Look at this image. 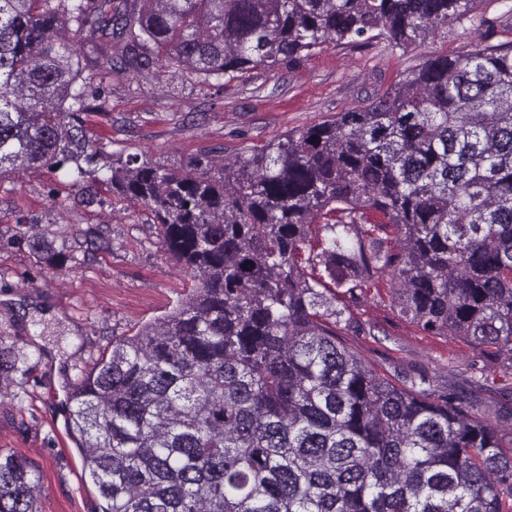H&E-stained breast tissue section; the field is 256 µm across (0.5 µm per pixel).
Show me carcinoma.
Returning a JSON list of instances; mask_svg holds the SVG:
<instances>
[{"label":"carcinoma","instance_id":"cac0c4a2","mask_svg":"<svg viewBox=\"0 0 512 512\" xmlns=\"http://www.w3.org/2000/svg\"><path fill=\"white\" fill-rule=\"evenodd\" d=\"M470 2L0 0V181L66 167L78 203L146 208L193 281L79 370L67 425L100 512H512V405L398 385L340 340L387 275L422 331L512 360V41L176 167L103 162L95 79L231 81L326 44L399 47L473 21ZM27 361L0 335L1 397ZM39 481L0 450V512H39Z\"/></svg>","mask_w":512,"mask_h":512}]
</instances>
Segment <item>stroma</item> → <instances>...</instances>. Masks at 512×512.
<instances>
[{"label": "stroma", "instance_id": "35a3bbf8", "mask_svg": "<svg viewBox=\"0 0 512 512\" xmlns=\"http://www.w3.org/2000/svg\"><path fill=\"white\" fill-rule=\"evenodd\" d=\"M471 13L482 26L456 23L444 36L403 48L382 37L362 46L333 44L298 65L215 85L191 86L170 73L113 80L112 123L103 129L109 150L144 149L165 165L207 146L235 157L361 105L429 56L512 40V0H472ZM49 181L69 194L64 169L23 171L0 188V211L37 220L44 233L58 224L79 231L71 242L75 259L62 266L23 246L0 247V326L30 356L27 382L0 399V448L26 457L38 471L39 512H99L66 428L77 370L90 368L113 338L169 312L185 299L191 280L162 250L147 210L62 209L43 192ZM355 317L344 341L378 372L394 379L425 373L489 403L512 394L505 355L421 332L392 302L389 281H379Z\"/></svg>", "mask_w": 512, "mask_h": 512}]
</instances>
